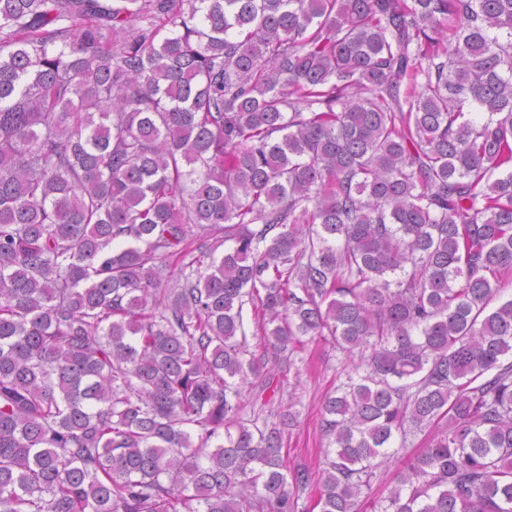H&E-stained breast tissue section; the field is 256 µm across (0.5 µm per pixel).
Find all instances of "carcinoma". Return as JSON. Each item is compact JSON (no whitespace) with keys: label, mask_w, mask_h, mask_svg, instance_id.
<instances>
[{"label":"carcinoma","mask_w":512,"mask_h":512,"mask_svg":"<svg viewBox=\"0 0 512 512\" xmlns=\"http://www.w3.org/2000/svg\"><path fill=\"white\" fill-rule=\"evenodd\" d=\"M511 270L512 0H0V512H512ZM290 370L270 360L265 372L280 380L283 388L273 398V408L294 415L293 425L285 429L282 454L288 469H323L327 439L321 431V404L351 373L353 362L336 350L329 340L316 338L306 342L291 358ZM395 465L389 464L381 467L377 471V477L372 482V488L369 494V500L366 503L368 512L372 510L373 500H377L379 497H385L388 495L389 490L393 486V477L395 473Z\"/></svg>","instance_id":"obj_1"}]
</instances>
